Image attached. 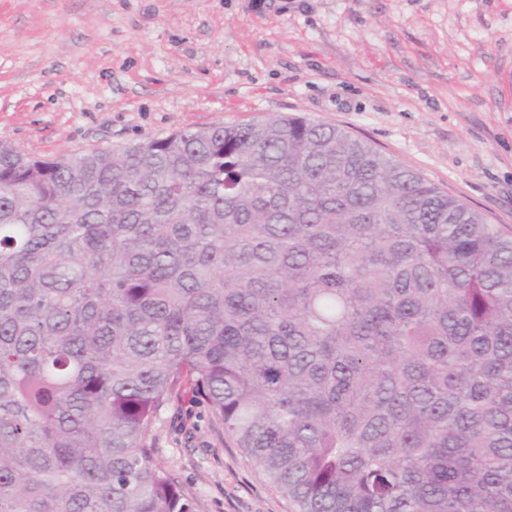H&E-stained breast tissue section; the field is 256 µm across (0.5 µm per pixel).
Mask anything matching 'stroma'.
Instances as JSON below:
<instances>
[{
	"label": "stroma",
	"instance_id": "35a3bbf8",
	"mask_svg": "<svg viewBox=\"0 0 512 512\" xmlns=\"http://www.w3.org/2000/svg\"><path fill=\"white\" fill-rule=\"evenodd\" d=\"M270 114L343 127L512 235V0H0V142L30 157ZM148 442L197 512L294 510L190 395Z\"/></svg>",
	"mask_w": 512,
	"mask_h": 512
}]
</instances>
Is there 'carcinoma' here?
<instances>
[{"label": "carcinoma", "mask_w": 512, "mask_h": 512, "mask_svg": "<svg viewBox=\"0 0 512 512\" xmlns=\"http://www.w3.org/2000/svg\"><path fill=\"white\" fill-rule=\"evenodd\" d=\"M177 391L295 512H512V237L302 117L0 143V512H195Z\"/></svg>", "instance_id": "1"}]
</instances>
